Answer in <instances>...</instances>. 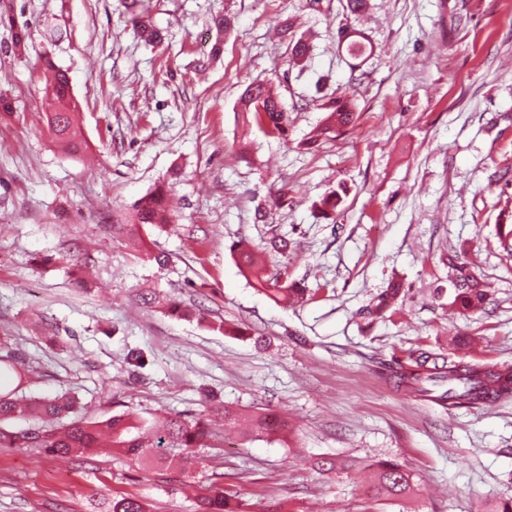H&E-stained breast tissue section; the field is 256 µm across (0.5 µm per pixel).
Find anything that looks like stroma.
Wrapping results in <instances>:
<instances>
[{"label": "stroma", "instance_id": "35a3bbf8", "mask_svg": "<svg viewBox=\"0 0 512 512\" xmlns=\"http://www.w3.org/2000/svg\"><path fill=\"white\" fill-rule=\"evenodd\" d=\"M145 43L123 0H0V337L26 396H75L87 415L206 419L219 405L272 411L281 434L227 433L190 463L144 468L116 451L53 458L0 447V512H197L215 491L236 512H479L512 501V399L445 409L394 388L389 367L425 349L512 368V0H144ZM234 19L218 32L214 17ZM289 21L310 51L289 61ZM373 46L352 61L336 30ZM67 71L87 149L49 131L44 70ZM270 83L289 115L270 133L239 110ZM356 105L319 136L324 102ZM172 185L175 224L128 225ZM347 193L331 218L314 209ZM286 205H275L280 189ZM286 251L268 249L271 238ZM305 290L283 304L252 286L233 245ZM451 251L490 283L483 310L450 312ZM168 265L155 261L158 254ZM399 298L370 311L390 283ZM160 300L143 304L142 289ZM196 310L184 319L170 302ZM144 365L132 369L131 352ZM335 460L334 471L318 469ZM416 491L380 497L369 464Z\"/></svg>", "mask_w": 512, "mask_h": 512}]
</instances>
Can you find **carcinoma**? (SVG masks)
Returning <instances> with one entry per match:
<instances>
[{"mask_svg":"<svg viewBox=\"0 0 512 512\" xmlns=\"http://www.w3.org/2000/svg\"><path fill=\"white\" fill-rule=\"evenodd\" d=\"M132 22L149 42L161 40L159 30L145 16L143 0H130L126 5ZM337 45L353 59L367 52V46L354 39V32L346 27L336 31ZM53 91L50 97L52 111L47 113V124L63 149L77 153L82 146L75 123L79 109L72 95L67 74L58 70L46 86ZM241 110L253 114V118L274 134H284L288 113L266 85L254 82L248 85L240 99ZM328 116L322 128L324 134H335L352 124L353 103L337 97L326 105ZM168 187L157 186L135 204L133 225L151 224L165 228L173 222V215L158 201L165 198ZM240 266L253 279L255 287L270 293L277 302L290 303L301 295L292 284L280 282L269 274L264 261L249 251L239 252ZM449 287L453 289L450 305L462 312H476L483 308L489 296L487 284L464 258L455 254L448 257ZM401 292L400 285L393 284L378 296L374 310L381 312L389 307ZM19 374L11 355H0V447L39 448L52 456L77 457L89 454L107 443L118 448L130 459L150 468L169 462L155 453L157 448H181L186 457L192 449L208 447L205 439L210 432L204 423L179 417L166 420L162 430L150 434L151 422L128 413H118L106 418L89 417L80 411L77 401L68 394L53 397L20 399L10 389L13 375ZM504 376L498 365L472 364L452 357L434 354L422 349L409 352L405 362L391 368L389 379L401 391L441 407L473 408L493 401L512 397V389L501 384ZM26 418L30 425L23 431H14L9 423ZM276 426L268 414H258L251 419V433L257 436L272 435ZM377 493L408 497L415 491L413 475L397 464H385L374 474ZM107 512H145L143 505L134 497L114 498ZM200 512H234L224 492L217 491L206 497Z\"/></svg>","mask_w":512,"mask_h":512,"instance_id":"1","label":"carcinoma"}]
</instances>
